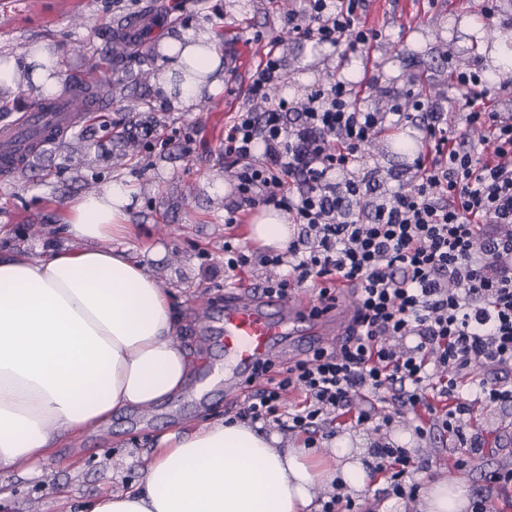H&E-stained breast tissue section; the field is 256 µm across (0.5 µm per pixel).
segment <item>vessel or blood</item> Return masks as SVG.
Listing matches in <instances>:
<instances>
[{
    "mask_svg": "<svg viewBox=\"0 0 512 512\" xmlns=\"http://www.w3.org/2000/svg\"><path fill=\"white\" fill-rule=\"evenodd\" d=\"M82 85V80H75L72 90L55 102L33 107L0 125V156L8 158L30 145H44L83 120V113L72 107L75 92ZM350 317L347 310L319 314L306 302L258 291L225 296L217 322L224 356L234 365L232 373L224 377L225 391L232 393L245 387L257 365L266 361L285 337L311 331L317 333L320 343H332L345 335Z\"/></svg>",
    "mask_w": 512,
    "mask_h": 512,
    "instance_id": "1",
    "label": "vessel or blood"
}]
</instances>
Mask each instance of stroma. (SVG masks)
Returning a JSON list of instances; mask_svg holds the SVG:
<instances>
[{"label": "stroma", "mask_w": 512, "mask_h": 512, "mask_svg": "<svg viewBox=\"0 0 512 512\" xmlns=\"http://www.w3.org/2000/svg\"><path fill=\"white\" fill-rule=\"evenodd\" d=\"M301 0H0V57L18 58L32 47H50L62 59L64 80L82 74L109 48L118 19L152 11L159 16L144 41L155 49L172 36L166 16L183 19L182 33L206 31L221 47L223 81L209 94V107L173 108L160 90L174 60L160 57L156 73L145 88L131 87L130 96L147 91L156 110L130 116L125 103L91 115L83 129L89 137L86 153L75 155L51 142L43 146L23 180L0 179V254L26 251L42 255L62 245L53 228L61 223L65 201L85 193V180L95 190L123 182L130 190L126 207L136 230L125 245L157 274L162 287L174 295L177 339L199 359L217 368L224 365V348L214 326L200 321L202 302L224 304V241L244 242L256 210L241 213L239 223L224 222L225 211L237 199L236 169L224 157V130L230 121L225 104L237 110L262 111V102L248 92L251 76L268 40L280 42L282 83L269 95L300 103L317 84L333 77L360 81L365 73L379 74L378 83L362 89V106L387 111L398 91L410 90L439 99L448 127L459 140L472 136L456 100L459 93L451 73L466 67L471 46H478L484 69L498 94L497 111L512 117V67L491 64L500 50L512 48V5L485 19L478 0H366L361 20L381 31L382 39L357 53H341L293 38L284 26L288 11L300 10ZM85 53H78V46ZM151 126V146L133 160L121 158L122 148L112 128ZM416 128L398 135L379 134L366 146L365 160L354 167L356 178L367 179L377 192L411 188L416 174L413 152L398 158L392 144L414 142ZM235 395L216 385L207 391L190 386L178 398L147 412L120 414L110 426L86 432L71 448L58 449V466L40 476L19 465L10 483L0 488V512H88L98 497L129 490L143 481L142 458L151 451L155 434L175 425L200 424L231 414ZM424 427L417 435L416 427ZM482 432L484 447L466 470L454 466L457 440L434 428L423 413L405 412L388 429L355 426L342 415L317 434L319 453L332 442L349 439L356 448H373L386 441L409 448L422 464L417 482L434 474L463 483L471 496L497 495L489 475L512 468V404L476 408L469 422ZM356 512H423L422 498L389 495L383 474L372 476L365 492L353 494Z\"/></svg>", "instance_id": "stroma-1"}]
</instances>
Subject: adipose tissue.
Returning a JSON list of instances; mask_svg holds the SVG:
<instances>
[{
	"mask_svg": "<svg viewBox=\"0 0 512 512\" xmlns=\"http://www.w3.org/2000/svg\"><path fill=\"white\" fill-rule=\"evenodd\" d=\"M205 81L183 86L189 107L220 86V50L191 36ZM37 56L0 65V89L30 74L40 94L59 90ZM128 189L114 184L65 205V246L41 256L0 255V487L18 463L35 472L57 448L123 411L148 410L181 393L198 360L177 340L172 295L121 242L131 232ZM250 425L218 417L155 437L136 490L99 497L90 512H314V490L336 482L365 490L362 449L336 442L328 454L282 448ZM425 512H466L464 484L433 476Z\"/></svg>",
	"mask_w": 512,
	"mask_h": 512,
	"instance_id": "ef3b65f1",
	"label": "adipose tissue"
}]
</instances>
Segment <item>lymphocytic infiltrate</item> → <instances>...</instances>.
<instances>
[{
	"label": "lymphocytic infiltrate",
	"mask_w": 512,
	"mask_h": 512,
	"mask_svg": "<svg viewBox=\"0 0 512 512\" xmlns=\"http://www.w3.org/2000/svg\"><path fill=\"white\" fill-rule=\"evenodd\" d=\"M303 14L285 19L289 34L335 50L357 52L378 39L364 27V0H306ZM461 110L477 137L460 148L427 98L398 94L389 111L362 108L355 85L333 78L318 85L296 119L288 102L264 112L234 113L224 155L238 166L240 203L287 211L300 231L285 252H254L224 244L228 274L252 265L273 269L262 291L285 297L306 282L354 287L357 302L347 335L319 348L278 375L262 364L261 385L236 406L238 418L305 433L315 447L323 424L351 415L355 425L390 427L394 413L375 401L422 409L456 436V469L483 448L464 428L475 405L512 403V387L481 383L472 401L456 399L460 382L477 365L512 364V120L501 118L490 97L493 82L480 67L453 73ZM417 122L421 147L411 189L374 196L365 180L348 178L367 143L385 128ZM494 224L503 235L483 237ZM297 391L302 402L287 407ZM450 405L436 410L435 400ZM372 471L384 474L397 498L420 490L421 468L410 449L381 444Z\"/></svg>",
	"instance_id": "1"
}]
</instances>
